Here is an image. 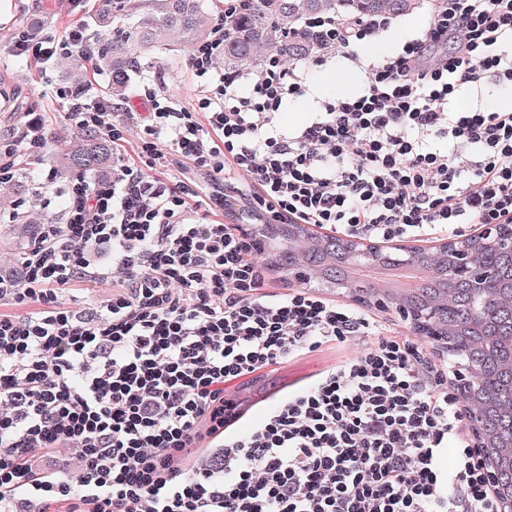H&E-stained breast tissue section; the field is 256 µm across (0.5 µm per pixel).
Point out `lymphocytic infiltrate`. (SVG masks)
<instances>
[{
    "label": "lymphocytic infiltrate",
    "instance_id": "lymphocytic-infiltrate-1",
    "mask_svg": "<svg viewBox=\"0 0 512 512\" xmlns=\"http://www.w3.org/2000/svg\"><path fill=\"white\" fill-rule=\"evenodd\" d=\"M316 26L350 58L385 22ZM509 36L512 0H432L425 30L367 64L359 92L294 128L277 115L305 96L302 68L269 60L239 91L214 66L219 36L188 60L211 86L192 109L149 81L137 112L53 88L66 121L111 140L112 173L64 184L63 223L40 225L20 274L0 273L14 307L0 313V512H498L447 368L361 306L268 291L259 246L209 217L234 172L257 210L345 236L512 224V111L452 108L461 86L512 83ZM95 47L76 27L13 53L47 64ZM132 123L135 162L121 152ZM444 139L474 152L449 156ZM170 166L178 181L153 173ZM107 279L94 304L66 297ZM365 338L255 424L227 427L228 385Z\"/></svg>",
    "mask_w": 512,
    "mask_h": 512
}]
</instances>
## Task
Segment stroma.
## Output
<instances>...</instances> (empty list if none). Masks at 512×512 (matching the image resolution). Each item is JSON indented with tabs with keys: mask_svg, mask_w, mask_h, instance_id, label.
<instances>
[{
	"mask_svg": "<svg viewBox=\"0 0 512 512\" xmlns=\"http://www.w3.org/2000/svg\"><path fill=\"white\" fill-rule=\"evenodd\" d=\"M96 5L97 0H0V163L9 160L2 145L17 136L16 122L23 113H37L50 138L70 141L77 134L76 127L64 121L58 99L46 93L40 63L12 56L11 47L20 28L34 17L39 19L41 32L45 35L62 36L71 28L81 26L103 45L123 28L124 22L117 19L109 27H99L94 20ZM431 7V0H424L415 14L389 20L383 31L356 45V53L372 61L393 54L406 40L425 29ZM302 65L313 92L289 102L282 109L279 122L287 128L302 124L309 112L315 111L319 100L357 93L366 82L362 70L334 53L310 57L303 60ZM146 77L161 83L165 91L188 107L197 104L205 91L186 65H174L163 55L146 61L140 72L133 75L132 82L140 84ZM476 103L492 110L512 111V87L498 85L490 79L481 91L460 89L454 106L463 110ZM365 346L362 340L340 347L327 345L316 352L285 361L256 378L232 384L228 391L244 398L248 409L246 417L251 420L270 402Z\"/></svg>",
	"mask_w": 512,
	"mask_h": 512,
	"instance_id": "stroma-1",
	"label": "stroma"
}]
</instances>
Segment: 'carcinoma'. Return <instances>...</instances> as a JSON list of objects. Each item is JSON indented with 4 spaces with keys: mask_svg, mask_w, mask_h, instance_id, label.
<instances>
[{
    "mask_svg": "<svg viewBox=\"0 0 512 512\" xmlns=\"http://www.w3.org/2000/svg\"><path fill=\"white\" fill-rule=\"evenodd\" d=\"M421 0H236L224 8L222 0H99L98 20L109 23L119 16L128 20L125 30L91 59L73 58L70 77L83 82L86 65L111 78L112 97H128L130 73L158 54L178 57L210 42L217 26L224 28V49L219 63L227 74L259 70L267 58L285 63L308 58L315 52H331L333 43L307 26L306 21L328 16H352L361 20L394 19L417 11ZM111 146L95 128H84L64 147L51 146L46 160L62 176L71 173L103 176L111 168ZM43 217L19 213L14 235L30 237V228ZM288 245L271 257L278 269L294 263L313 267L319 276L340 287L357 283L356 273L341 253L322 242L292 240L288 227L279 230ZM478 263L497 270L496 296L489 303L473 297L456 279L448 277L445 253L434 248H416L414 264L428 277L415 293L404 289L372 288L370 294L397 307L430 309L438 329L447 333L448 355L483 377V388L460 398L484 411V439L494 468L512 474V258L478 237L469 239Z\"/></svg>",
    "mask_w": 512,
    "mask_h": 512,
    "instance_id": "carcinoma-1",
    "label": "carcinoma"
}]
</instances>
